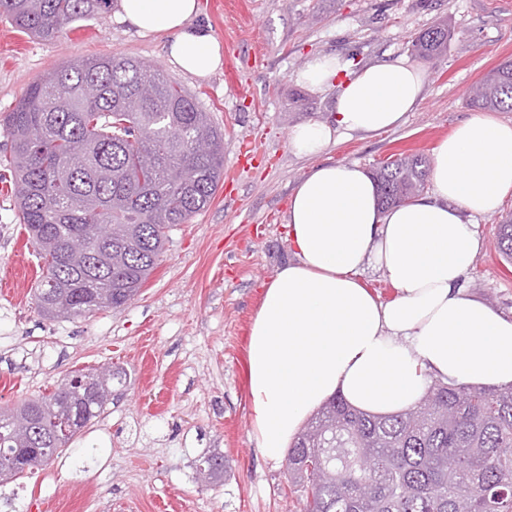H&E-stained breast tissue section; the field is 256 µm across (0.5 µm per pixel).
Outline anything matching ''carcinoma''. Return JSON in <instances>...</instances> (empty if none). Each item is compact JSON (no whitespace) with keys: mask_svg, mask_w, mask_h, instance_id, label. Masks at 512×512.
<instances>
[{"mask_svg":"<svg viewBox=\"0 0 512 512\" xmlns=\"http://www.w3.org/2000/svg\"><path fill=\"white\" fill-rule=\"evenodd\" d=\"M109 0H0V15L51 41L65 26L94 17ZM438 23L414 40L426 61L448 48ZM469 105L512 112V60L492 69ZM7 161L19 220L46 264L35 293L47 317H84L125 305L158 265L167 232L204 211L224 177V136L209 113L157 68L135 58L69 61L32 83L4 118ZM206 139L210 151L193 144ZM419 153L399 154L373 172L381 207L427 185ZM86 241L72 259L65 244ZM499 254L512 262V221L496 226ZM106 374L75 371L59 391L1 408L0 418L38 423L24 433L0 429V454L37 445L61 453L100 416L112 396ZM79 421L53 437L54 419ZM205 482L224 474V456L202 458ZM288 469L303 489V512H512V386H458L436 380L416 406L372 415L336 395L288 448Z\"/></svg>","mask_w":512,"mask_h":512,"instance_id":"carcinoma-1","label":"carcinoma"}]
</instances>
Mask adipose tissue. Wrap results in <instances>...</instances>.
<instances>
[{
    "label": "adipose tissue",
    "instance_id": "1",
    "mask_svg": "<svg viewBox=\"0 0 512 512\" xmlns=\"http://www.w3.org/2000/svg\"><path fill=\"white\" fill-rule=\"evenodd\" d=\"M198 0H120L142 34H161L170 63L197 77L222 64ZM311 90L336 83L332 121L293 128L289 148L316 156L342 136L400 126L424 93V68L400 57L349 70L313 57L300 74ZM431 190L388 210L356 164L315 166L288 210L294 258L268 285L248 343L252 428L262 455L281 460L306 416L334 394L388 415L416 405L434 380L470 387L512 384V318L470 295L462 279L482 250L474 224L512 197V123L479 112L440 141ZM397 290L382 302L365 268Z\"/></svg>",
    "mask_w": 512,
    "mask_h": 512
}]
</instances>
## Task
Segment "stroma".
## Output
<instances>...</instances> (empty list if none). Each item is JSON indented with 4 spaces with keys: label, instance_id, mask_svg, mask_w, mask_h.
Instances as JSON below:
<instances>
[{
    "label": "stroma",
    "instance_id": "35a3bbf8",
    "mask_svg": "<svg viewBox=\"0 0 512 512\" xmlns=\"http://www.w3.org/2000/svg\"><path fill=\"white\" fill-rule=\"evenodd\" d=\"M199 22L224 47L223 64L200 80L173 66L162 36H140L119 17V0L90 21L45 41L0 15V116L28 86L65 61L108 55L159 67L195 96L224 133V179L207 209L169 233L158 266L127 305L50 319L33 292L44 263L20 223L10 180H0V406L45 396L74 370L109 364L104 414L50 464L0 485V512H301L286 461L262 457L246 381L251 326L264 290L294 257L291 192L311 168L358 163L373 172L399 153L433 156L473 109L470 87L512 60V0H198ZM447 52L425 64V95L396 129L352 136L315 157L288 147L289 131L332 120L337 87L298 80L316 54L363 67L412 55L417 34L439 21ZM251 146L259 159L240 168ZM512 198L478 218L482 251L465 274L468 292L512 316V265L495 226ZM224 474L198 475L210 450Z\"/></svg>",
    "mask_w": 512,
    "mask_h": 512
}]
</instances>
